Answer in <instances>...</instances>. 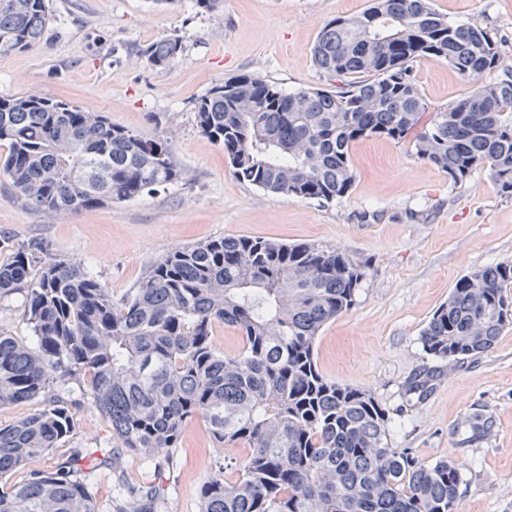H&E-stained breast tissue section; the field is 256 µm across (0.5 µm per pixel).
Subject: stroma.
<instances>
[{
    "mask_svg": "<svg viewBox=\"0 0 512 512\" xmlns=\"http://www.w3.org/2000/svg\"><path fill=\"white\" fill-rule=\"evenodd\" d=\"M449 20L477 21L502 41L512 65V0H430ZM369 0H224L197 13L193 0H49L51 21L40 45L0 53V98L61 99L107 115L151 137L165 133L186 171L184 181L78 214L46 216L16 199L0 174V262L17 244L46 245L60 259L84 263L120 301L153 262L172 249L224 236L334 247L364 264L353 308L325 324L315 358L329 380L370 391L392 417L388 439L426 463H464L460 512H512V326L479 359L444 366L426 399H407V381L431 359L420 334L456 283L473 270L512 262V197L487 172L453 184L418 159L410 141L365 137L351 147L352 191L322 203L277 195L239 182L221 145L196 127L197 100L215 85L253 74L288 90L331 88L311 48L321 28L361 14ZM167 35L184 51L152 67L143 48ZM417 80L430 111L467 96L470 82L448 63L422 60ZM75 429L52 453L29 461L52 469L78 448L110 453L118 440L91 394L77 398ZM484 435H476L477 425ZM207 422L189 421L172 465L162 467L161 512H200L199 488L221 454ZM145 471L124 456L120 472L90 477L99 512H114L119 478Z\"/></svg>",
    "mask_w": 512,
    "mask_h": 512,
    "instance_id": "1",
    "label": "stroma"
}]
</instances>
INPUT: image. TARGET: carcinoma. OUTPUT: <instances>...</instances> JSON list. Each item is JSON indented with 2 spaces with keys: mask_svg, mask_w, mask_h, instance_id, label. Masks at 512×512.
<instances>
[{
  "mask_svg": "<svg viewBox=\"0 0 512 512\" xmlns=\"http://www.w3.org/2000/svg\"><path fill=\"white\" fill-rule=\"evenodd\" d=\"M48 0H0V52L38 45ZM501 39L458 24L429 0H372L359 15L327 22L311 48L334 89L285 92L251 75L213 86L196 102L199 132L224 147L236 179L261 190L331 203L356 180L352 144L369 136L412 138L415 155L455 185L484 169L512 197V66ZM183 52L169 35L142 54L163 68ZM442 60L472 91L421 121L428 103L420 60ZM0 171L16 198L41 213H80L184 180L167 137H145L102 113L34 94L0 99ZM363 266L340 250L250 237L175 248L151 265L121 302L84 265L19 245L0 263V296L25 293L35 343L0 327V405L41 409L0 427V512H98L87 471L117 469L121 455L170 463L186 423L205 418L224 458L200 489L201 512H459L462 465L420 461L388 442V415L366 390L319 371L320 329L349 311ZM234 327L239 352L213 341ZM512 325V262L460 279L421 334L438 362L479 357ZM426 366L405 394L427 396ZM86 385L121 447L112 457L75 450L49 471L2 486L74 429L73 385ZM115 512H160L156 479L118 482Z\"/></svg>",
  "mask_w": 512,
  "mask_h": 512,
  "instance_id": "cac0c4a2",
  "label": "carcinoma"
}]
</instances>
